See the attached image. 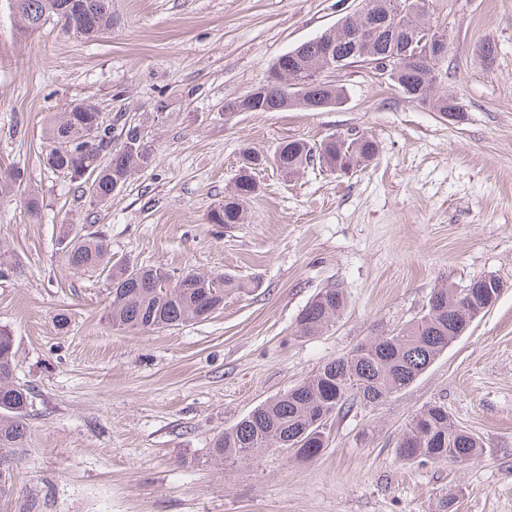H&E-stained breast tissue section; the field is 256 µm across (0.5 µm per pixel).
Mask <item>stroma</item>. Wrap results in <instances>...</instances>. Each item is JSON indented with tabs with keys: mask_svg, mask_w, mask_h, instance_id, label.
Listing matches in <instances>:
<instances>
[{
	"mask_svg": "<svg viewBox=\"0 0 512 512\" xmlns=\"http://www.w3.org/2000/svg\"><path fill=\"white\" fill-rule=\"evenodd\" d=\"M362 0H112V30L91 40L48 23L19 37L0 0V169L37 191L0 199V328L14 338L15 384L29 391L21 459L0 512H512V0H426L448 35L444 116L356 63L334 74L346 102L309 112H244L226 101L265 83L276 58L353 13ZM491 43L495 62L475 49ZM88 100L153 141L96 226L112 257L175 273L248 282L201 322L131 330L106 318L110 284L71 268L57 224L85 208L48 168L43 129ZM366 135L376 158L349 173L294 177L257 169L234 229L208 212L246 153L279 142ZM494 276L496 304L405 390L331 417L324 450L300 461L273 449L247 465L207 453L256 405L422 315L439 285ZM347 306L314 337L296 332L324 288ZM66 314L59 327L57 314ZM443 404L483 443L469 461L399 460L410 417Z\"/></svg>",
	"mask_w": 512,
	"mask_h": 512,
	"instance_id": "stroma-1",
	"label": "stroma"
}]
</instances>
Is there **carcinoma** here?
I'll use <instances>...</instances> for the list:
<instances>
[{
    "label": "carcinoma",
    "instance_id": "cac0c4a2",
    "mask_svg": "<svg viewBox=\"0 0 512 512\" xmlns=\"http://www.w3.org/2000/svg\"><path fill=\"white\" fill-rule=\"evenodd\" d=\"M68 0H14L19 17L18 33L27 37L42 29L49 20L77 37L91 39L112 28L111 0H85L91 18L80 32L70 29ZM379 11L389 8V24L368 45L357 47L348 38L354 20L345 17L332 30L301 44V51L280 56L272 68L284 71V78L297 79V73L316 67L321 58V41L335 44L336 58L342 67L372 63L391 56L406 42L411 31L429 22L427 15L410 13L405 0H374ZM442 60L425 64L416 76L392 74L394 86L407 98L433 112L448 113V101L456 99L437 83ZM345 91L334 84H317L306 89L302 98L289 101L283 90L269 87L252 108L257 112L283 111L300 106L319 112L321 106L344 101ZM97 112H65L45 131L50 149L46 165L66 173L78 183L80 197L89 208L109 202L126 184L133 171L149 165L152 141L138 124L115 115L103 129L95 128ZM119 133H114L115 128ZM376 142L367 136H331L319 145L304 139L279 143L273 154L277 168L293 174L324 157V169L350 168L369 162L377 154ZM21 170L0 171V198L14 195L21 186ZM252 176L238 177L224 202L213 208L208 220L224 228L243 221V203L256 194ZM92 214L82 224H62L57 236L62 258L78 270L106 273L112 301L106 317L114 326L131 330L179 326L206 319L224 305V296L246 287L226 273L208 276L193 272L173 274L163 267L138 266L112 261L106 237L94 229ZM503 288L494 276L474 280V287L443 285L432 293L427 312L396 332L374 336L350 355L324 363L316 373L288 391L262 402L234 425L214 438L208 455L226 464H248L271 449L291 451L299 460L318 456L325 447L324 425L357 402L378 406L404 390L422 375L470 327L476 309L484 298L483 290ZM347 304L339 288L319 291L300 311L296 331L303 337L317 336L329 329ZM14 341L0 329V457L19 460L24 447L25 411L29 392L12 383ZM482 443L473 434L457 427L445 406L435 402L409 419L395 448L402 461L444 463L465 461L480 455Z\"/></svg>",
    "mask_w": 512,
    "mask_h": 512
}]
</instances>
